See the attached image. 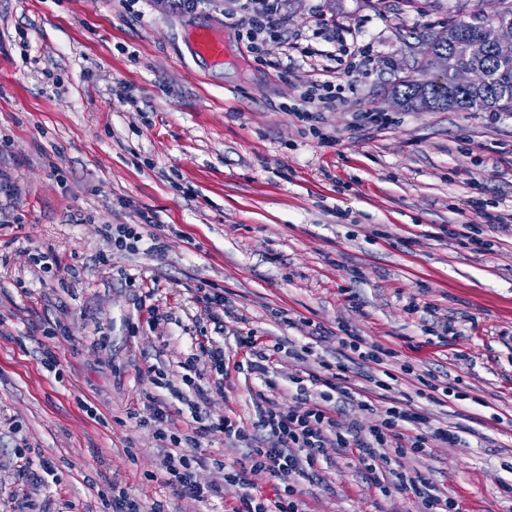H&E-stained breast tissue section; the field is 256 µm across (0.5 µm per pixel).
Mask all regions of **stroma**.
I'll return each mask as SVG.
<instances>
[{
  "label": "stroma",
  "instance_id": "35a3bbf8",
  "mask_svg": "<svg viewBox=\"0 0 512 512\" xmlns=\"http://www.w3.org/2000/svg\"><path fill=\"white\" fill-rule=\"evenodd\" d=\"M496 8L284 0L288 41L267 42L259 59L240 35L239 0L193 11L175 0H0V169L16 182L0 222V512L31 495L45 512H111L102 494L114 485L166 512H221L234 489L200 502L146 480L159 452L152 386L136 369L161 365L180 381L201 334H222L230 365L249 329L303 341L287 323L295 315L395 349L396 398L415 394L406 362L461 379L468 399L429 408L460 444L431 442L401 465L461 512H512V225L486 220L512 215V112L391 100L422 36ZM208 21L224 32L216 68L187 44ZM341 43L365 59L335 57ZM315 64L345 88L317 125L296 113ZM143 211L166 250L112 249L101 226L138 223ZM50 247L60 271L37 278L28 253ZM153 281L154 327L132 297ZM202 283L230 300L218 320L193 299ZM412 298L435 313L409 312ZM47 348L59 373L42 364ZM256 387L231 373L200 410L250 422ZM21 444L30 481L14 470ZM328 455L313 512H414L410 496L368 487L350 454ZM46 462L57 482H46Z\"/></svg>",
  "mask_w": 512,
  "mask_h": 512
}]
</instances>
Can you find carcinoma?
<instances>
[{"label":"carcinoma","instance_id":"carcinoma-1","mask_svg":"<svg viewBox=\"0 0 512 512\" xmlns=\"http://www.w3.org/2000/svg\"><path fill=\"white\" fill-rule=\"evenodd\" d=\"M483 35V27L461 17L449 21L448 25L433 34V38L436 39V49L455 58L457 64L464 65V59L454 57V44L463 38L475 39ZM484 66L489 70L491 80L480 90L458 89L446 78L442 86L426 91L410 81L401 80L393 87V93L399 96L406 109L412 107L417 96L425 93L436 103L438 112L448 110L450 96L459 102L463 112H512V61L501 62L491 53L485 59Z\"/></svg>","mask_w":512,"mask_h":512}]
</instances>
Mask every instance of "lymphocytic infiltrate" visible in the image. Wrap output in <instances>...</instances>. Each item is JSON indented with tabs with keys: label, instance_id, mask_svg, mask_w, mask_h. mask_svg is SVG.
I'll use <instances>...</instances> for the list:
<instances>
[{
	"label": "lymphocytic infiltrate",
	"instance_id": "obj_1",
	"mask_svg": "<svg viewBox=\"0 0 512 512\" xmlns=\"http://www.w3.org/2000/svg\"><path fill=\"white\" fill-rule=\"evenodd\" d=\"M281 2L243 0L239 22L246 31L250 53L263 54L269 39L287 40L288 20ZM236 341L248 357L247 372L255 374L260 384L255 419L248 427L230 414L208 423L195 413L183 433L169 431L171 399L184 398L189 389L197 399H204L208 392L202 384L204 375L195 360H188L183 383L178 386L167 380L160 366L147 367L145 374L155 387L149 399L154 405L161 450L151 480L201 502L223 499L225 486H234L236 496L225 502L224 512H309L299 482L304 479L313 485L323 484L324 451L336 448L355 458L369 485L386 494L412 496L416 512H460L455 498L439 492L426 476L399 469L398 463L406 454L426 452L433 439L451 447L460 443L457 431L433 423L425 406L461 399V392L430 375L419 377L416 400L395 398L390 394L391 371L387 367L394 350L347 336L338 340L345 357L321 361L319 370L295 375L294 381L300 386L298 404L284 411L274 400L279 385L271 377L268 363L277 354L289 364H305L313 354L312 343L285 344L277 338L266 346L251 332L237 336ZM360 378L365 381L361 387L356 384ZM353 402L374 415L375 423L369 430H360L345 420V407ZM218 435L242 454L225 459L223 484L204 485L197 481L195 470L206 460V447ZM258 471L272 480L271 491H263L252 482V474Z\"/></svg>",
	"mask_w": 512,
	"mask_h": 512
}]
</instances>
